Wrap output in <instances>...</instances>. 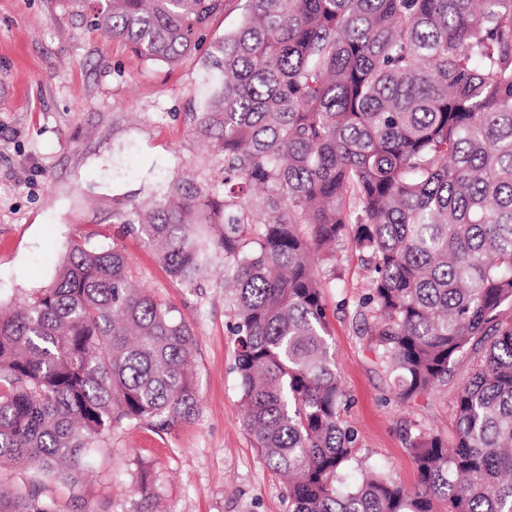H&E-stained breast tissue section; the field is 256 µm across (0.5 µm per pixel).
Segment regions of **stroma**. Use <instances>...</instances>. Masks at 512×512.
<instances>
[{
	"mask_svg": "<svg viewBox=\"0 0 512 512\" xmlns=\"http://www.w3.org/2000/svg\"><path fill=\"white\" fill-rule=\"evenodd\" d=\"M210 91L200 56L173 68L147 62L119 42L75 29L49 0H0V303L48 285L70 242L86 237L97 247L122 246L139 283L174 306L196 340L197 417L164 432L125 425L94 455L88 504L110 499L111 512H132L142 468L159 489L162 512H288L287 485L240 422L223 259L201 287H182L113 215L115 200L160 196L176 177L220 185L223 160L204 146L193 121ZM367 290L358 252L340 242L325 303L336 370L350 397L341 418L357 440L348 472L373 467L412 490L418 472L403 430L417 421L451 436L463 374L398 402L354 316L352 304Z\"/></svg>",
	"mask_w": 512,
	"mask_h": 512,
	"instance_id": "obj_1",
	"label": "stroma"
}]
</instances>
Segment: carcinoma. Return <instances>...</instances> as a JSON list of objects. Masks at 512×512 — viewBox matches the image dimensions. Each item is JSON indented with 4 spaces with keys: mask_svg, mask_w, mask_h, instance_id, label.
<instances>
[{
    "mask_svg": "<svg viewBox=\"0 0 512 512\" xmlns=\"http://www.w3.org/2000/svg\"><path fill=\"white\" fill-rule=\"evenodd\" d=\"M56 0L77 28L145 61L202 53L215 74L195 117L224 159V194L170 181L116 220L185 288L224 252L243 427L288 479V512H512V0ZM359 252L356 316L401 402L466 375L452 439L405 430L420 489L342 471L324 288L331 244ZM121 247L75 239L56 277L0 308V464L82 499L95 448L118 428L193 419L195 338L132 284ZM134 512L159 495L139 472ZM0 512H66L38 484L0 481ZM246 0H226L224 15L216 18L212 26V37H224V32L233 31L242 22L245 13Z\"/></svg>",
    "mask_w": 512,
    "mask_h": 512,
    "instance_id": "carcinoma-1",
    "label": "carcinoma"
}]
</instances>
